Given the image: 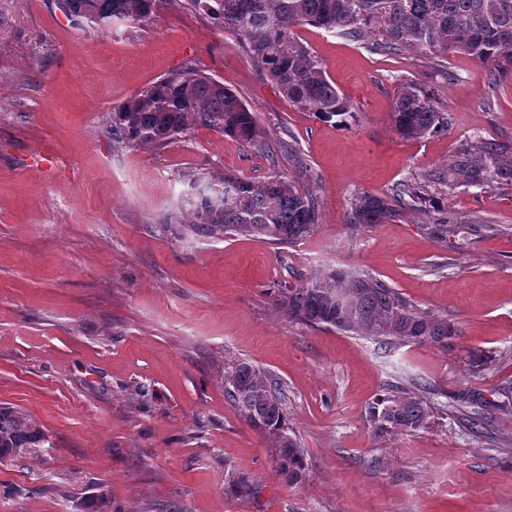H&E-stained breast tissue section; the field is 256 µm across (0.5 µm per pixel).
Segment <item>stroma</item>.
<instances>
[{
  "label": "stroma",
  "instance_id": "obj_1",
  "mask_svg": "<svg viewBox=\"0 0 512 512\" xmlns=\"http://www.w3.org/2000/svg\"><path fill=\"white\" fill-rule=\"evenodd\" d=\"M295 32L350 98L347 125L298 109L213 21L161 0L154 21L73 25L54 0H0V405L47 440L0 462V512H512V177L427 182L473 145L512 157V67L463 54L436 63ZM234 90L263 131L256 152L207 128L163 148L116 149L112 109L186 61ZM406 81L448 126L404 139L391 124ZM277 172L316 196L319 224L292 246L165 230L187 173ZM423 188L425 210L352 228L351 200ZM471 221L437 234L427 211ZM322 265L368 271L460 329L454 349L393 346L286 318L269 291ZM494 364L470 376L467 351ZM248 362L286 391L307 451L305 483L275 471L269 440L224 397ZM425 379L443 411L428 429L374 436L379 391ZM490 402L485 436L462 395ZM254 496L225 491L231 474Z\"/></svg>",
  "mask_w": 512,
  "mask_h": 512
}]
</instances>
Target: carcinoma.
Listing matches in <instances>:
<instances>
[{
  "label": "carcinoma",
  "mask_w": 512,
  "mask_h": 512,
  "mask_svg": "<svg viewBox=\"0 0 512 512\" xmlns=\"http://www.w3.org/2000/svg\"><path fill=\"white\" fill-rule=\"evenodd\" d=\"M180 9L213 20L233 36L262 77L295 106L338 124L353 103L328 80L322 63L299 40L295 28L309 24L348 40L372 38L375 51L408 50L426 58L465 54L480 63L512 64V0H171ZM157 0H58L72 22L97 28L115 23L151 22ZM402 138L417 139L445 128V118L422 87L406 82L395 95L391 115ZM198 127L218 131L241 145L265 149L255 115L232 89L188 61L112 111L108 135L113 146L161 147ZM511 175L512 162L491 156L482 146L460 152L448 174L435 171L431 182L448 186L490 183ZM193 193L173 224L198 236H250L272 245H292L310 237L318 220L312 193L278 174L247 180L226 171L189 176ZM407 187L391 196L362 195L350 202L348 223L360 227L387 224L422 204ZM276 310L311 327L370 338L382 345H455L459 328L431 315L371 274L351 268H319L295 285L274 291ZM468 370L476 376L494 361L492 353L470 350ZM224 392L238 415L270 440L277 473L291 485L306 481V450L290 434L285 394L258 367L242 362L224 372ZM437 414L429 387L407 380L375 396L366 419L375 436L412 434L426 429ZM467 422L482 434L484 405L469 403ZM46 441L45 433L23 412L0 407V461L27 445ZM227 490L250 496L256 484L229 475Z\"/></svg>",
  "instance_id": "1"
}]
</instances>
